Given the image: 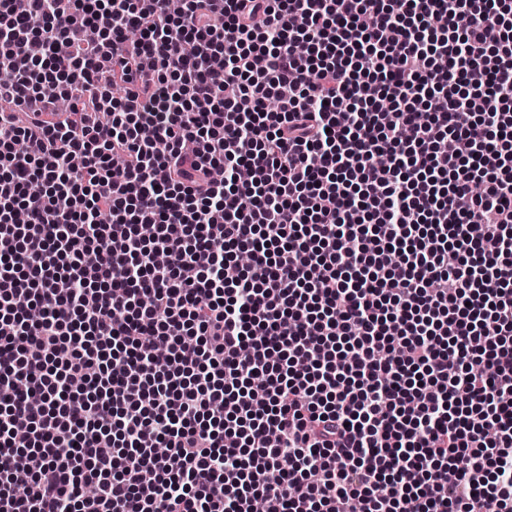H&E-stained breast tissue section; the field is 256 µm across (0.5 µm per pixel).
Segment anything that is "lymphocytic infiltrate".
<instances>
[{"label": "lymphocytic infiltrate", "instance_id": "f902f5d3", "mask_svg": "<svg viewBox=\"0 0 512 512\" xmlns=\"http://www.w3.org/2000/svg\"><path fill=\"white\" fill-rule=\"evenodd\" d=\"M259 499L512 512V0H0V512Z\"/></svg>", "mask_w": 512, "mask_h": 512}]
</instances>
